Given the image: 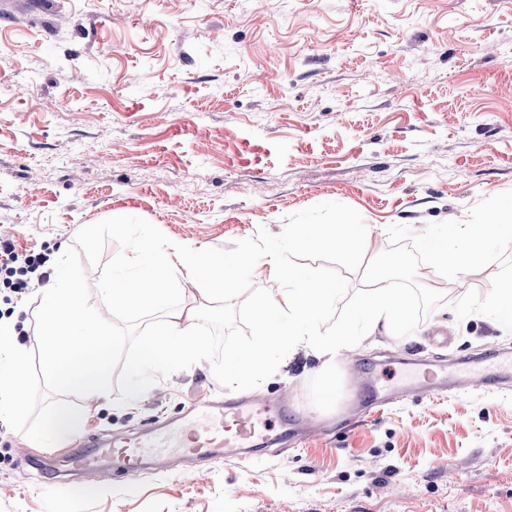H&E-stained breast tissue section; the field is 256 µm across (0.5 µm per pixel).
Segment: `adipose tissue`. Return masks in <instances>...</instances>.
<instances>
[{"instance_id": "ef3b65f1", "label": "adipose tissue", "mask_w": 512, "mask_h": 512, "mask_svg": "<svg viewBox=\"0 0 512 512\" xmlns=\"http://www.w3.org/2000/svg\"><path fill=\"white\" fill-rule=\"evenodd\" d=\"M363 242L356 224H292L288 247L306 250L323 244L345 257L355 256ZM251 265L256 281H279L283 287L264 297L254 309L256 332L244 346L229 347L224 353V382L234 387L254 381L263 374L275 354H291L302 346L322 354L350 348L356 337L377 329L401 334L411 325L406 297L387 285L382 271H375L363 299L354 306L334 335L321 336L317 323L336 302L338 288L309 271L284 263L280 248L265 250L257 257L219 255L188 245L166 248L150 243L137 245L113 267L105 291L113 306L124 309L163 311L164 319L153 331L141 336L136 357L129 364V398H146L154 387V375L177 370L203 357L208 341L196 327L197 310L176 307V290L171 286L175 271L205 269L199 294L203 300L223 298L243 265Z\"/></svg>"}]
</instances>
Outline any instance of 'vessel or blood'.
<instances>
[{
	"instance_id": "b4317fda",
	"label": "vessel or blood",
	"mask_w": 512,
	"mask_h": 512,
	"mask_svg": "<svg viewBox=\"0 0 512 512\" xmlns=\"http://www.w3.org/2000/svg\"><path fill=\"white\" fill-rule=\"evenodd\" d=\"M302 417L288 409L285 397L265 401L250 397L213 400L192 406L179 423L154 425L149 437L99 442L88 448L70 450L67 459L74 473L95 472L103 459H111L116 470L139 468L145 457L176 451L183 457L203 462L216 453L243 455L273 445L294 443Z\"/></svg>"
}]
</instances>
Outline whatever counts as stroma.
I'll use <instances>...</instances> for the list:
<instances>
[{"label": "stroma", "instance_id": "1", "mask_svg": "<svg viewBox=\"0 0 512 512\" xmlns=\"http://www.w3.org/2000/svg\"><path fill=\"white\" fill-rule=\"evenodd\" d=\"M507 190L512 0H0V233L45 271L81 227L122 215L224 254H260L292 224L370 226L353 258L284 255L338 285L318 325L328 336L390 225L419 234ZM493 275L420 267L417 283L447 302L414 333L376 332L328 364L282 357L240 387L310 417L297 447L201 468L160 460L81 488L21 465L46 448L0 421V512H512V381L464 379L470 357L512 356V333L451 307ZM200 279L179 274L175 300L199 307L207 356L158 373L140 403L78 399L81 425L56 451L231 396L224 347L251 341L262 292L244 268L232 294L204 302ZM438 364L452 388L415 391ZM367 381L388 402L360 423Z\"/></svg>", "mask_w": 512, "mask_h": 512}]
</instances>
